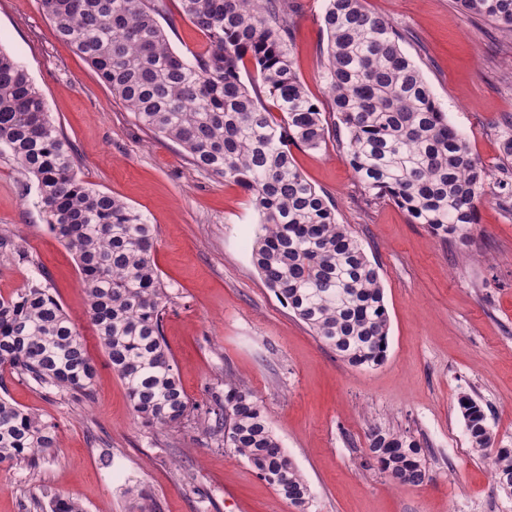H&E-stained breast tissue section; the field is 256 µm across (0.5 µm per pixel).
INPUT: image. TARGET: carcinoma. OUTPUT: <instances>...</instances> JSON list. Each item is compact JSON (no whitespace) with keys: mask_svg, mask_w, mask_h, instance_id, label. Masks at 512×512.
Here are the masks:
<instances>
[{"mask_svg":"<svg viewBox=\"0 0 512 512\" xmlns=\"http://www.w3.org/2000/svg\"><path fill=\"white\" fill-rule=\"evenodd\" d=\"M209 40L203 54L170 46L159 18L164 0H42L57 37L73 47L153 133L176 142L200 170L242 188L260 216L252 259L266 285L336 355L356 367L380 365L389 321L378 267L326 195L296 168L291 147L319 150L329 117L293 70L291 0H179ZM321 78L331 112L346 130V160L366 200L387 197L435 235L465 234L488 196L489 173L466 136L448 122L420 68L402 50L403 34L365 0H325ZM462 9L512 33V0H458ZM256 75L245 84L240 64ZM272 101L267 107L260 93ZM501 170L512 174V127L500 142ZM37 185L47 223L77 261L94 336L124 384L135 416L173 428L193 409L163 338L171 303L154 254L156 233L142 213L87 186L70 141L50 118L28 70L0 49V154ZM0 248L22 261L19 236ZM0 367L41 388L86 395L95 377L83 333L49 288L31 282L0 297ZM459 409L472 447L495 437L481 405ZM58 426L0 397V464L31 465L58 447ZM259 478L310 512L308 483L246 384L227 378L207 427ZM368 459L398 484L428 477L423 448L400 432H371ZM493 474L512 486V448H497Z\"/></svg>","mask_w":512,"mask_h":512,"instance_id":"cac0c4a2","label":"carcinoma"}]
</instances>
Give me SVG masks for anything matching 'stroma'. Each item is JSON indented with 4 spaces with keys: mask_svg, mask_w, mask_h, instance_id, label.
<instances>
[{
    "mask_svg": "<svg viewBox=\"0 0 512 512\" xmlns=\"http://www.w3.org/2000/svg\"><path fill=\"white\" fill-rule=\"evenodd\" d=\"M289 44L310 97L328 107L320 79L325 0H296ZM174 17V51L205 52L206 36ZM401 31L448 121L500 175L499 137L512 124V34L456 0H366ZM0 48L31 75L72 143L80 179L118 196L154 224L155 261L173 302L163 322L194 406L177 428L135 419L89 324L72 254L51 232L33 180L0 155V233L22 236L18 261L0 250V295L47 282L84 334L97 372L90 396L45 390L4 373L7 397L52 418L59 446L35 467L0 464V512H49L60 495L84 512H296L201 424L225 378L259 397L281 445L314 496L311 512H512L491 476L492 456L471 444L458 400L487 415L495 442L512 447V215L488 196L466 236L442 239L392 200L367 201L339 147L292 150L379 267L389 316L384 362L339 358L258 274L251 243L260 217L250 196L196 168L176 143L145 129L95 70L58 40L40 0H0ZM412 436L426 451L422 485L363 466L371 430Z\"/></svg>",
    "mask_w": 512,
    "mask_h": 512,
    "instance_id": "obj_1",
    "label": "stroma"
}]
</instances>
